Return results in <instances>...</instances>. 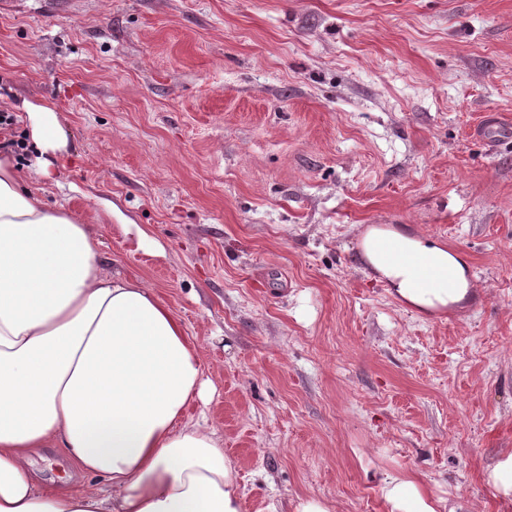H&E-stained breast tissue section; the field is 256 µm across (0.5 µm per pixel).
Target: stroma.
<instances>
[{
    "label": "stroma",
    "instance_id": "obj_1",
    "mask_svg": "<svg viewBox=\"0 0 512 512\" xmlns=\"http://www.w3.org/2000/svg\"><path fill=\"white\" fill-rule=\"evenodd\" d=\"M0 106L74 156L28 183L89 224L194 341L243 512H388L398 470L469 512L512 453V0H18ZM118 212L107 215L105 203ZM447 242L471 291L425 315L357 249ZM474 135L492 145L502 139L512 138V127L499 120L493 123L483 121L474 129Z\"/></svg>",
    "mask_w": 512,
    "mask_h": 512
}]
</instances>
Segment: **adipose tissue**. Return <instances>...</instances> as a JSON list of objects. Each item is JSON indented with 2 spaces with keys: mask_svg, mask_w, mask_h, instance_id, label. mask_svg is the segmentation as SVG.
<instances>
[{
  "mask_svg": "<svg viewBox=\"0 0 512 512\" xmlns=\"http://www.w3.org/2000/svg\"><path fill=\"white\" fill-rule=\"evenodd\" d=\"M19 109L51 176L67 132L49 105ZM100 245L0 152V512H242L215 432L184 417L204 390L194 343L153 288L101 265ZM362 249L390 293L422 311L468 291L463 260L438 239L374 227ZM45 448L79 481L36 479L31 456ZM379 488L389 512H468L402 472L382 473Z\"/></svg>",
  "mask_w": 512,
  "mask_h": 512,
  "instance_id": "obj_1",
  "label": "adipose tissue"
}]
</instances>
